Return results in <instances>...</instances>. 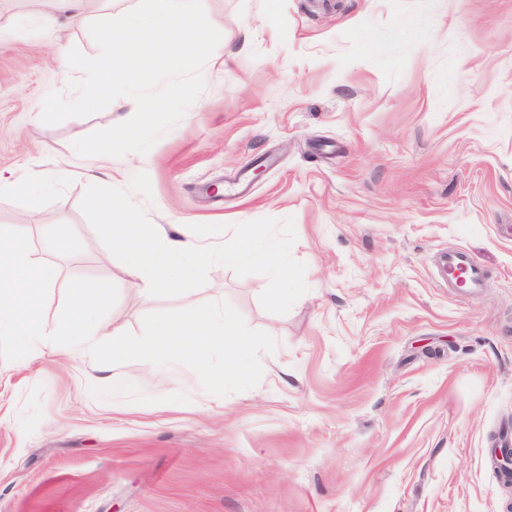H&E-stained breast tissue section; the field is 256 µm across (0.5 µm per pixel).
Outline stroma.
<instances>
[{
    "instance_id": "35a3bbf8",
    "label": "stroma",
    "mask_w": 512,
    "mask_h": 512,
    "mask_svg": "<svg viewBox=\"0 0 512 512\" xmlns=\"http://www.w3.org/2000/svg\"><path fill=\"white\" fill-rule=\"evenodd\" d=\"M138 0H82L19 38L38 0H0V169L72 173L39 207L0 195L59 277L116 285L111 326L228 302L271 335L253 388L213 400L197 375L134 364L148 404L86 402L100 364L39 344L0 359V512H512L489 450L512 433V0H202L220 31L205 89L144 154L99 185L127 188L156 225L293 219L307 292L267 312L260 274L217 265L201 288L142 302L80 208L92 160L75 141L127 120L121 100L49 125L67 92L55 44L96 57L92 22ZM69 250L45 256L42 239ZM463 250L486 278L465 300L436 275ZM184 393V403L167 395Z\"/></svg>"
}]
</instances>
